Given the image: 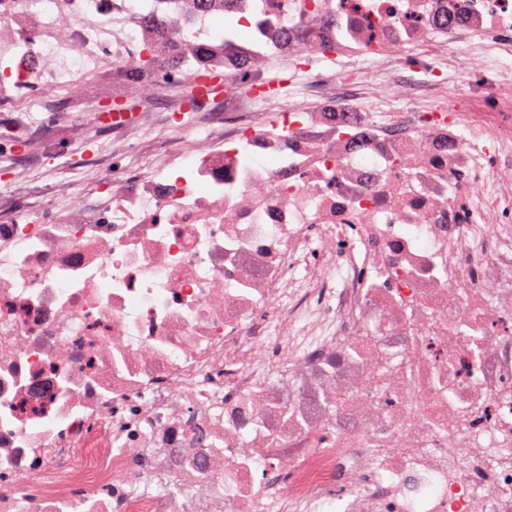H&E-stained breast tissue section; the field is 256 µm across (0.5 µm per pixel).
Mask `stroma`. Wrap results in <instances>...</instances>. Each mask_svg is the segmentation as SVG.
<instances>
[{
  "label": "stroma",
  "mask_w": 512,
  "mask_h": 512,
  "mask_svg": "<svg viewBox=\"0 0 512 512\" xmlns=\"http://www.w3.org/2000/svg\"><path fill=\"white\" fill-rule=\"evenodd\" d=\"M125 89L119 74L75 63L63 87L42 93L51 114L40 137L28 136L24 127L28 98L14 97L0 103V144L13 153L15 171L29 179L33 191L43 200L71 189L78 178L76 165L86 162L101 144L112 139L110 124L99 117L100 108ZM178 98V93L170 91L153 99L156 121L140 130L126 152L111 157L112 177H121L130 170H150L160 160L162 149L176 144L175 127L165 121L164 115ZM12 172L0 169V191L9 183Z\"/></svg>",
  "instance_id": "obj_1"
}]
</instances>
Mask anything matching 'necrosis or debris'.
<instances>
[{
    "mask_svg": "<svg viewBox=\"0 0 512 512\" xmlns=\"http://www.w3.org/2000/svg\"><path fill=\"white\" fill-rule=\"evenodd\" d=\"M223 9L0 0V50L38 62L0 95ZM241 16L234 123L95 169L91 207L0 194V512H512V0ZM286 64L287 62L282 57L272 55L268 68L263 72L264 84L278 82V86H284L281 89L282 92L288 91V78L291 77L292 71L284 69Z\"/></svg>",
    "mask_w": 512,
    "mask_h": 512,
    "instance_id": "obj_1",
    "label": "necrosis or debris"
}]
</instances>
